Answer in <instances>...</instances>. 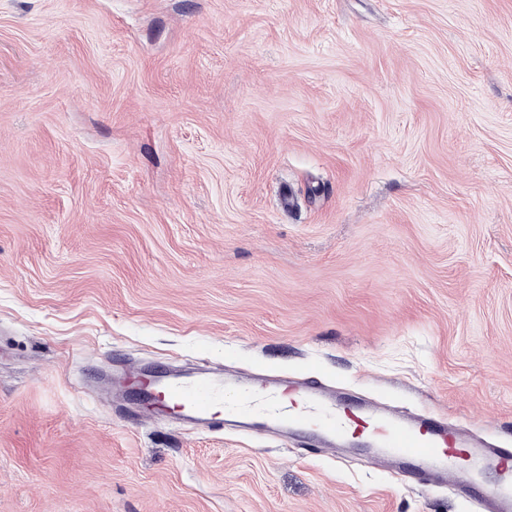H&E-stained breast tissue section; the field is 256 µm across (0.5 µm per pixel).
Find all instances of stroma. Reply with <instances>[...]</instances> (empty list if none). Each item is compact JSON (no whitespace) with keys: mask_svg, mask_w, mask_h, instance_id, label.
I'll use <instances>...</instances> for the list:
<instances>
[{"mask_svg":"<svg viewBox=\"0 0 512 512\" xmlns=\"http://www.w3.org/2000/svg\"><path fill=\"white\" fill-rule=\"evenodd\" d=\"M115 356L512 448V0H0V512H474L119 416Z\"/></svg>","mask_w":512,"mask_h":512,"instance_id":"1","label":"stroma"}]
</instances>
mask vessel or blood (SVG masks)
<instances>
[{
    "mask_svg": "<svg viewBox=\"0 0 512 512\" xmlns=\"http://www.w3.org/2000/svg\"><path fill=\"white\" fill-rule=\"evenodd\" d=\"M112 392L118 403L152 412L158 422L244 434L261 425L330 451L362 440L377 448L378 467L399 472L413 486L448 484L480 498L485 512H512V449L494 447L435 413L400 411L255 367L232 375L221 368L174 374L154 365L118 370ZM478 469L497 480L491 496L462 479Z\"/></svg>",
    "mask_w": 512,
    "mask_h": 512,
    "instance_id": "obj_1",
    "label": "vessel or blood"
}]
</instances>
